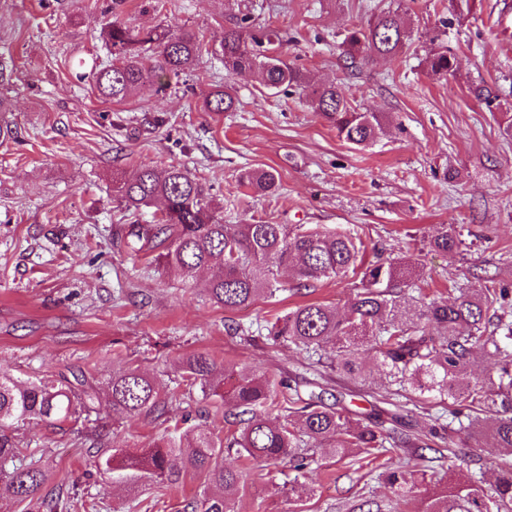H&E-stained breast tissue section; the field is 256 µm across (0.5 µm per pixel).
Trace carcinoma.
<instances>
[{"label":"carcinoma","mask_w":512,"mask_h":512,"mask_svg":"<svg viewBox=\"0 0 512 512\" xmlns=\"http://www.w3.org/2000/svg\"><path fill=\"white\" fill-rule=\"evenodd\" d=\"M247 18L224 27L221 62L227 75L249 71L270 91H298L322 113L348 144L365 148L382 133L375 112L352 104L345 89L334 83L314 84L300 69L282 59L248 49ZM110 54L108 64L91 69L98 95L121 102L138 89L152 85L162 91V77L194 69L202 44L192 32L175 35L165 29H135L117 21L103 28ZM406 28L392 10L376 20L348 30L341 42L346 66L377 58L394 59L405 46ZM430 75L441 79L456 73V58L449 51L431 50L425 57ZM236 107L232 87L210 93L209 112H230ZM239 183L257 192H274L277 178L271 171L245 172ZM112 197L127 211L160 202L161 216L153 224L133 222L121 234L134 254L154 256L166 272L193 288L197 273L218 266L205 284L208 300L225 309L248 307L271 298L280 288V273L293 269L296 288H309L324 279L342 277L362 266L363 243L350 231L301 228L288 224H226L202 184L184 167L171 164L146 167L132 179H112ZM461 244L456 234L443 231L431 246L445 253ZM417 267L397 258L365 267L347 312L338 314L324 303H309L276 318L270 338L283 340L308 353L329 355L336 370L351 378L366 373L359 347L373 352L399 388L421 393L436 391L448 398L450 415L458 426L448 428V443L475 440L512 451V314L505 310L506 288L454 289L450 304L433 301L424 307L399 292L411 288ZM494 360L495 374L480 377L474 367L479 357ZM184 390L163 392L154 379L137 368L112 372L108 394L112 412L171 419L177 402L197 387L217 396L236 429L219 437L205 429L191 435H169L152 448L130 452L110 448L96 466L134 483L175 485L183 467L201 472L218 493L191 499L184 512H233L234 498L244 482L242 471L224 465L226 448H237L249 461L284 463L301 472L308 466L310 445L328 447L338 460L353 454H378L392 439L391 419L381 414L364 423L342 409L326 405L319 396H287L281 383L264 373L239 374L230 366L219 377L218 364L208 353L180 359ZM98 387L82 371L57 380L26 383L0 372V460L15 457L19 442L8 434L14 423L26 419L49 420L60 426L97 412ZM274 410L279 414L272 418ZM385 479L396 497L418 494L421 512H512V464L500 468L486 489L470 479L457 478L446 490L428 492L425 476L407 475V464L387 462ZM4 490L20 503L43 498L45 473L15 468L0 471Z\"/></svg>","instance_id":"obj_1"}]
</instances>
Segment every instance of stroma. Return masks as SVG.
<instances>
[{
    "instance_id": "stroma-1",
    "label": "stroma",
    "mask_w": 512,
    "mask_h": 512,
    "mask_svg": "<svg viewBox=\"0 0 512 512\" xmlns=\"http://www.w3.org/2000/svg\"><path fill=\"white\" fill-rule=\"evenodd\" d=\"M0 0V54L17 71L0 96V113L14 136L0 143V371L20 381L84 371L98 381L97 414L57 426L16 424L13 464L62 481L67 512H182L207 495L204 475L189 470L178 485L124 484L96 470L97 448L140 450L165 434L167 422L113 413L106 398L113 369L147 370L161 389L180 380L179 358L206 352L236 369L298 382L316 381L361 416L366 393L391 391L373 372L357 384L329 364L267 335L274 316L320 302L343 309L358 275L285 291L227 310L200 289L184 287L149 256H134L115 235L122 225L154 223L157 205L136 214L112 198L113 177L144 166L179 164L204 185L225 223L262 222L357 233L363 256L418 259L423 276L414 300L448 302L449 288L492 282L512 289V138L501 127L512 114V31L499 28L504 0ZM399 10L408 40L394 60L347 69L340 44L347 32L382 11ZM248 16L252 33L272 37V51L315 82L341 83L362 110L384 113L377 142L363 149L341 141L335 128L296 92H273L253 75L227 76L219 59L224 28ZM136 27L193 32L204 47L195 70L169 77L166 91L147 87L119 103L100 99L76 73L108 60L100 31L110 20ZM455 55L457 72L428 76L432 43ZM231 84L232 112H209L205 97ZM489 86L493 104L469 88ZM245 170H270L279 190L260 195L239 186ZM460 228L459 253L430 247L444 226ZM241 332H233V325ZM188 426L225 434L218 398L194 391L176 407ZM439 397L411 394L405 421L411 433L448 424ZM435 443L421 455L393 449L411 469L445 482L464 469L493 482L511 456ZM225 465L246 469L235 512H349L370 502L372 512H417L414 498H397L374 464L336 460L325 449L301 475L287 465L257 466L229 450ZM300 478L308 492L291 491Z\"/></svg>"
}]
</instances>
